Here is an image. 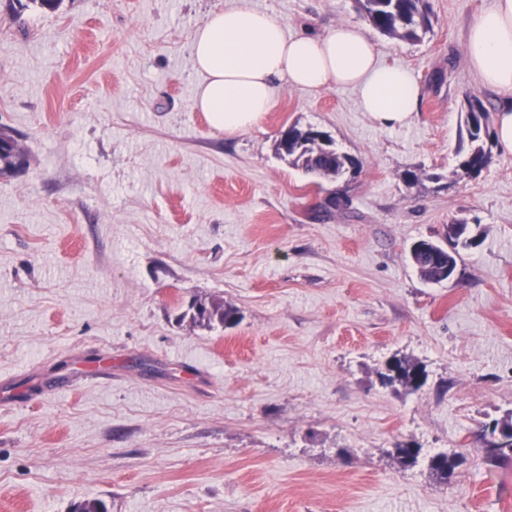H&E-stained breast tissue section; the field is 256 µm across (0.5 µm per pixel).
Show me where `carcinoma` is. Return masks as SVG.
Segmentation results:
<instances>
[{"label": "carcinoma", "mask_w": 512, "mask_h": 512, "mask_svg": "<svg viewBox=\"0 0 512 512\" xmlns=\"http://www.w3.org/2000/svg\"><path fill=\"white\" fill-rule=\"evenodd\" d=\"M363 18L378 32L403 41H420L432 31L431 10L428 0H357ZM491 115L482 99L472 94L466 99L465 134L457 151L456 174L467 177L478 176L491 161ZM275 151L288 158L291 166L324 180L338 182L354 176L361 167L358 158L340 151L332 141L319 139V131L308 126L294 127L286 131L275 142ZM445 238L448 245L423 239L410 254L413 265L428 282L441 283L453 277L457 269L460 250L479 245V236L472 233L467 224H450ZM191 320L201 326L215 323L234 325L239 321V312L221 303L192 306ZM379 377L384 385L399 384L417 392L426 384V373L422 365L405 357L394 356L384 365ZM498 429L501 438L489 447L482 444L484 457L491 464L512 461V416L495 420L485 425L481 438L487 437L489 429ZM395 453L406 469L414 466L420 449L409 444H395ZM463 460L462 454L438 453L429 459V469L442 482H448Z\"/></svg>", "instance_id": "carcinoma-1"}]
</instances>
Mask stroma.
Instances as JSON below:
<instances>
[{
	"label": "stroma",
	"instance_id": "1",
	"mask_svg": "<svg viewBox=\"0 0 512 512\" xmlns=\"http://www.w3.org/2000/svg\"><path fill=\"white\" fill-rule=\"evenodd\" d=\"M238 0H0V512H512V462L476 438L512 415V154L455 176L465 98L497 111L466 34L494 0H428L424 40L373 33L421 88L377 126L349 88H281L253 131L193 99L195 29ZM289 34L363 18L356 0H248ZM361 161L346 207L276 154L291 125ZM419 175L407 184L405 173ZM475 225L452 279L420 239ZM238 309L202 327L191 303ZM422 390L382 384L392 356ZM460 453L439 483L395 444Z\"/></svg>",
	"mask_w": 512,
	"mask_h": 512
}]
</instances>
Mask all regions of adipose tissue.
Here are the masks:
<instances>
[{"instance_id": "adipose-tissue-1", "label": "adipose tissue", "mask_w": 512, "mask_h": 512, "mask_svg": "<svg viewBox=\"0 0 512 512\" xmlns=\"http://www.w3.org/2000/svg\"><path fill=\"white\" fill-rule=\"evenodd\" d=\"M466 49L480 83L502 99L496 138L512 153V0H495L474 18ZM192 55L201 77L194 108L228 136L259 127L281 84L311 93L354 88L361 109L391 128L409 124L420 99L407 71L380 62L364 26L292 36L274 15L245 2L212 11L193 34Z\"/></svg>"}]
</instances>
